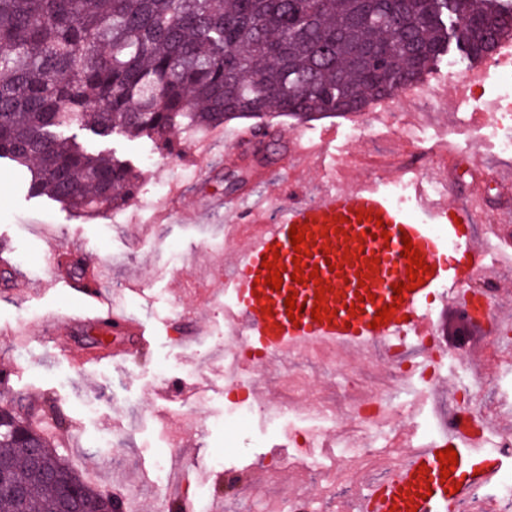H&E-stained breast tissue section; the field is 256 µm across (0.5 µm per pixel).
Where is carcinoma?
I'll list each match as a JSON object with an SVG mask.
<instances>
[{
	"label": "carcinoma",
	"mask_w": 512,
	"mask_h": 512,
	"mask_svg": "<svg viewBox=\"0 0 512 512\" xmlns=\"http://www.w3.org/2000/svg\"><path fill=\"white\" fill-rule=\"evenodd\" d=\"M512 39V0H0V160L27 167L28 193L106 212L136 193L133 165L92 152L72 128L147 138L164 151L184 127L274 114L364 111L418 82L449 49L477 60ZM22 398L0 397L39 445L43 469L8 430L0 482L54 512L44 471H73Z\"/></svg>",
	"instance_id": "cac0c4a2"
}]
</instances>
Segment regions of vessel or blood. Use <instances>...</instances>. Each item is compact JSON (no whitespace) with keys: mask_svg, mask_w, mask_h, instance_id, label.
Returning a JSON list of instances; mask_svg holds the SVG:
<instances>
[{"mask_svg":"<svg viewBox=\"0 0 512 512\" xmlns=\"http://www.w3.org/2000/svg\"><path fill=\"white\" fill-rule=\"evenodd\" d=\"M296 176L279 179L278 192L264 196L245 213L257 229L224 271V292L231 300L224 315L231 320L241 341L270 360L286 351L312 345L331 344L351 352L368 346L386 350L402 346L420 336L439 332L431 315L422 313L425 301L440 298L443 303L460 305L472 286L487 275L486 253L478 244L474 213L480 194L470 196L468 208L450 210L447 198H422L424 218H416L394 206L376 184L368 183L344 190L327 187L311 201L284 202L283 187L296 184ZM367 220H359V213ZM381 215L388 235L372 238L373 215ZM441 222L433 231L432 222ZM308 226L314 243L308 255L296 256L289 231L294 226ZM411 237L429 270L425 282L416 290L405 292L403 303H395L393 286L406 281L408 261L403 257V237ZM280 253L283 284L280 289L265 286L268 271L261 261L271 250ZM377 259V273H369L367 262ZM303 274L319 271L328 285L325 305L334 310L331 322L313 321L316 284H299L291 279L294 268ZM75 292L93 308L92 317L54 319L42 329L44 335L61 336L78 325L135 336L139 346H147L145 326L117 310L99 286L79 279ZM369 287L375 301L357 302L360 287ZM295 295L303 304V313L289 318L285 300ZM395 305L389 322L373 327L382 307ZM358 306L356 316H349L351 306ZM454 448L458 463L449 479H441L439 451ZM501 458L490 457L477 437L458 430L440 438L429 447L411 451L393 469L373 481L372 492L356 496L352 512H390L393 507L413 505L418 512H498L492 500L469 503L467 492L477 484L489 482L500 470ZM430 484L431 495L410 498L418 485Z\"/></svg>","mask_w":512,"mask_h":512,"instance_id":"1","label":"vessel or blood"}]
</instances>
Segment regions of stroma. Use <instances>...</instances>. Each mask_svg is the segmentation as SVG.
I'll return each mask as SVG.
<instances>
[{
  "instance_id": "35a3bbf8",
  "label": "stroma",
  "mask_w": 512,
  "mask_h": 512,
  "mask_svg": "<svg viewBox=\"0 0 512 512\" xmlns=\"http://www.w3.org/2000/svg\"><path fill=\"white\" fill-rule=\"evenodd\" d=\"M433 93L428 107L415 101L394 105L398 127H384L371 112L336 114L310 120L280 115L269 119L264 134L245 151L226 158L216 144L205 158L189 149L169 154L145 138L115 135L92 141L96 150L125 158L140 173L136 194L105 214H77L45 197H29L26 169L0 160V249H11L24 291L0 288V371H11L4 396L21 395L36 404L52 400L68 426L54 444L77 471L91 477L104 492L120 491L137 500L142 512H157L168 497L193 499L207 488L221 512H262L263 505L287 502L290 494L310 495L315 512H336L318 477L289 470V458L318 459L321 451L273 430L261 417L244 425L221 427L220 419L235 403L248 401L241 390L224 388V366L199 357L224 335V262L226 253L243 245L237 237L223 253L206 243L227 214L204 209L205 201L242 200L252 206L271 186L270 176L289 161L294 144L319 147L304 163L299 199H314L321 188H352L371 181L386 187L392 179L422 177L430 193H447L449 203L480 192L485 214L512 212V190L495 185L493 170L512 173V158L500 157L498 141L512 129V96H504L498 72L485 76L481 98L462 101L447 62H440L420 81ZM358 124L356 140L343 136ZM185 180L184 190L160 197V182ZM107 266L102 287L120 310L142 322L151 333L149 346L132 349L121 361L109 358L125 336L101 338L86 329L48 341L42 324L51 316L73 312L76 295L51 287L62 277L63 252ZM441 320L439 344L447 348L444 374L456 375L470 365V345L483 344L495 327L481 322L459 335L458 317L434 302ZM202 311L198 333L180 342L177 326ZM318 398L309 409L294 408L292 421L317 429L323 441H335L339 426H351L343 377L324 366L310 369ZM184 395L164 396L169 383ZM174 449L177 480L159 488L156 459ZM279 466L267 486L254 490L246 480L224 482L227 472L245 463Z\"/></svg>"
}]
</instances>
